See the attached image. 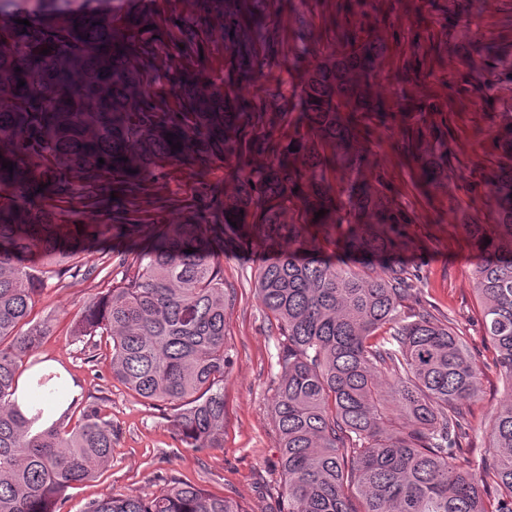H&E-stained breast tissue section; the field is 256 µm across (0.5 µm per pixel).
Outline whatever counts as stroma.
<instances>
[{"mask_svg":"<svg viewBox=\"0 0 512 512\" xmlns=\"http://www.w3.org/2000/svg\"><path fill=\"white\" fill-rule=\"evenodd\" d=\"M246 11L261 16L282 34L297 27L308 32L305 49L287 53L279 63L257 71L252 94L278 89L285 111L295 109L302 75L320 52L342 44L345 35L379 36L388 51L377 79L394 113L389 123L373 124L365 146L400 201L413 210L406 244L395 261L416 269L421 305L450 318L461 329L473 366L481 375V392L469 408L481 420L505 394L496 368L497 352L482 329L473 268L476 256L458 223L461 215L490 223L486 178L496 165L491 149L492 116L512 110V82L498 79L491 61L512 58V0H463L458 14L448 0H242ZM423 108L427 123L448 132L454 173L448 191H425L401 149L409 112ZM230 163L216 161L201 169L160 161L154 179L136 199L142 218L163 223L174 201L207 205V196L224 189ZM141 229L127 237L84 243L68 261L69 274L50 278L34 309L35 320L49 319L50 332L36 353L53 364L63 379L75 382L78 407L98 406L118 431L110 462L86 483L66 492L62 512H82L101 494H158L168 476L206 488L218 497L240 502L249 512H277L280 495V448L271 415L275 393L278 330L261 304L255 281L268 259L261 243L239 247L225 238L216 261L224 277L225 349L224 445L198 451L187 447L172 426L173 410L127 389L106 364L101 349L97 368L85 365L82 343L69 326L87 302L121 280V253L145 246ZM113 255L102 265L100 254Z\"/></svg>","mask_w":512,"mask_h":512,"instance_id":"1","label":"stroma"}]
</instances>
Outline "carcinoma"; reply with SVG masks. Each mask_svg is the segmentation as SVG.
I'll return each instance as SVG.
<instances>
[{
	"instance_id": "carcinoma-1",
	"label": "carcinoma",
	"mask_w": 512,
	"mask_h": 512,
	"mask_svg": "<svg viewBox=\"0 0 512 512\" xmlns=\"http://www.w3.org/2000/svg\"><path fill=\"white\" fill-rule=\"evenodd\" d=\"M67 2L40 0L39 16L21 10L0 28V72L25 82L0 95V158L13 163L11 172L0 168V512H61L67 489L95 478L117 437L94 405L67 428L74 403L55 389L60 374L34 369L49 329L31 313L46 280L62 274L57 266L75 241L126 235L129 197L154 177L157 160L204 167L229 156L247 162L228 175L233 190L218 202L220 222L196 209L160 226L154 245L133 253L123 283L73 320L72 336L106 338L112 377L146 400L173 405L174 430L188 447L223 446L224 278L215 247L227 231L247 243L257 238L272 254L256 292L280 336L272 413L287 512H512V114L495 131L502 163L487 178L495 232L474 216L461 221L478 253L483 328L507 390L480 424L488 448L464 467L474 427L463 404L478 397L480 377L460 330L406 305L418 281L407 266L393 263L383 277L353 272L324 256L311 232L339 230L334 246L348 254L391 255L407 239L412 216L370 167L360 140L372 122H386L385 97L371 80L352 79L384 53V43L354 39L321 57L299 84L292 134L273 140L253 129L284 116L280 94L248 99L240 83L282 56L276 33H266L257 50L252 20L224 0H202L216 22L206 29L182 15L161 27L143 9L129 10L119 26L109 19L82 29L76 15L91 13L93 0ZM107 37L119 49L112 92L63 82L56 61L91 67ZM220 43L233 56L228 81L237 89L204 95L183 60L200 64ZM150 69L180 86L182 111H166L149 94L125 108L126 75L143 78ZM406 151L427 187H448V139L422 113L407 128ZM130 154L133 173L124 161ZM31 155L38 166L29 165ZM80 189L94 192L96 212L110 223L55 221L49 203ZM26 370L32 392L58 413L45 427H33L44 409L29 419L17 403ZM84 512L247 510L172 477L152 498L106 492Z\"/></svg>"
}]
</instances>
